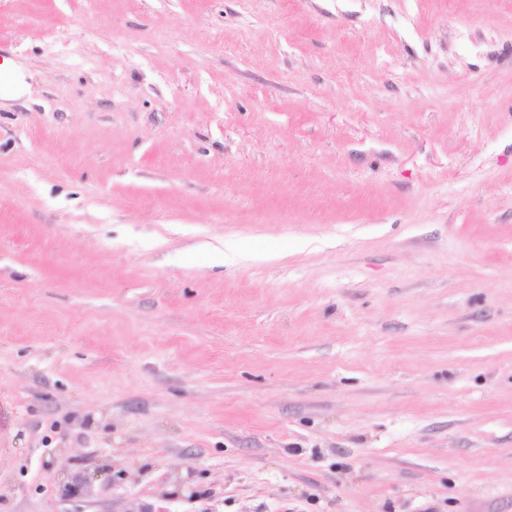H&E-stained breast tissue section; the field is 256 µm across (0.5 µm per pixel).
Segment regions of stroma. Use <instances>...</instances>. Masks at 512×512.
Instances as JSON below:
<instances>
[{"label": "stroma", "mask_w": 512, "mask_h": 512, "mask_svg": "<svg viewBox=\"0 0 512 512\" xmlns=\"http://www.w3.org/2000/svg\"><path fill=\"white\" fill-rule=\"evenodd\" d=\"M7 60L0 512H512V0H0Z\"/></svg>", "instance_id": "1"}]
</instances>
